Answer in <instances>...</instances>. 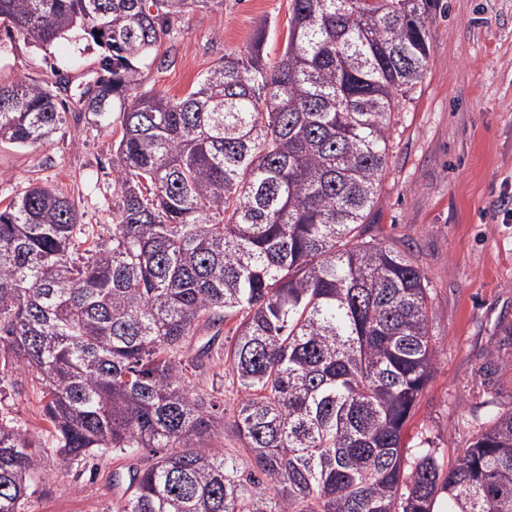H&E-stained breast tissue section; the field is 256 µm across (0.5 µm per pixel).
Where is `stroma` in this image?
Instances as JSON below:
<instances>
[{
	"instance_id": "obj_1",
	"label": "stroma",
	"mask_w": 512,
	"mask_h": 512,
	"mask_svg": "<svg viewBox=\"0 0 512 512\" xmlns=\"http://www.w3.org/2000/svg\"><path fill=\"white\" fill-rule=\"evenodd\" d=\"M290 0H209L171 22L140 69L141 90L181 97L224 54L253 51L265 27L267 64L281 57ZM426 27L425 74L392 116L387 170L370 233L423 269L431 288L438 355L433 378L406 433L451 464L476 435V419L512 411V0H434ZM101 50L77 32L49 46L0 27V82L68 81L58 99L66 124L34 147L0 143V208L30 183L74 200L80 221L112 233L115 118L80 111L74 100L96 78ZM0 412L44 428L40 399L24 372L8 373ZM136 457L108 455L59 473L46 461L25 512H112Z\"/></svg>"
}]
</instances>
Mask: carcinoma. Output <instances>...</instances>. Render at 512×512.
<instances>
[{"mask_svg":"<svg viewBox=\"0 0 512 512\" xmlns=\"http://www.w3.org/2000/svg\"><path fill=\"white\" fill-rule=\"evenodd\" d=\"M0 0V23L103 50L78 104L119 101L112 235L30 185L0 209V373L35 377L37 432L0 415V512H25L42 462L151 449L112 512H512V411L450 469L405 431L431 380L428 281L368 235L391 117L419 82L433 0H291L281 59L254 38L181 98L138 92L169 21L208 0ZM65 123L52 86L0 83V142ZM224 350L236 409L198 392L189 354ZM231 429L253 460L224 452Z\"/></svg>","mask_w":512,"mask_h":512,"instance_id":"obj_1","label":"carcinoma"}]
</instances>
